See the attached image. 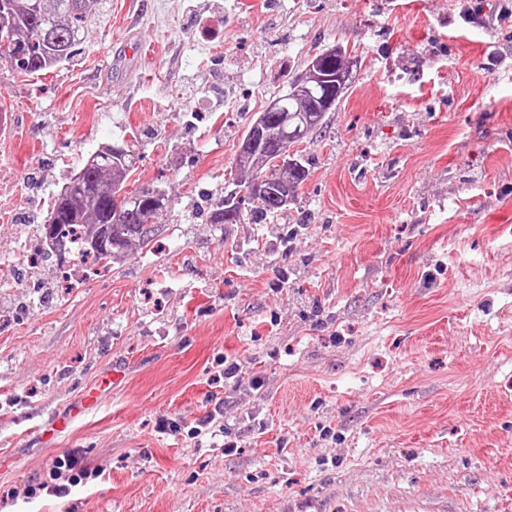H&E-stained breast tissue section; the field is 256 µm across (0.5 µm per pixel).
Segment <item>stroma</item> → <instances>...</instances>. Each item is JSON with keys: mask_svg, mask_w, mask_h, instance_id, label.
Returning <instances> with one entry per match:
<instances>
[{"mask_svg": "<svg viewBox=\"0 0 512 512\" xmlns=\"http://www.w3.org/2000/svg\"><path fill=\"white\" fill-rule=\"evenodd\" d=\"M472 4L101 0L68 62L10 69L0 512H512V0ZM336 43L359 65L297 202L210 223L247 125ZM104 144L168 195L156 238L32 272L18 224ZM70 454L94 477L27 497Z\"/></svg>", "mask_w": 512, "mask_h": 512, "instance_id": "35a3bbf8", "label": "stroma"}]
</instances>
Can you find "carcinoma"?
<instances>
[{
  "label": "carcinoma",
  "instance_id": "cac0c4a2",
  "mask_svg": "<svg viewBox=\"0 0 512 512\" xmlns=\"http://www.w3.org/2000/svg\"><path fill=\"white\" fill-rule=\"evenodd\" d=\"M97 3L98 0H0V61L32 75L69 61ZM324 117L323 112L305 113V121L292 134L293 142L302 143L319 133L324 128ZM277 159L276 148L266 145L249 160L236 163L237 186L245 187L261 178L268 189L263 195L241 198L235 206V216L228 221L224 220L226 198L215 201L210 223L238 224L245 219L263 222L284 212L281 187L286 184L297 191L307 178L308 168L302 156L296 169L278 165ZM136 163L135 154L128 148L118 155L112 154L109 146L93 153L59 191L50 208L44 225L50 254H62L61 230L71 226L81 230L83 255L102 263L112 262L133 245L145 247L156 237L167 208L155 210L147 199L134 193L121 207L123 223H112L119 194ZM102 234L107 236V247H90L89 241Z\"/></svg>",
  "mask_w": 512,
  "mask_h": 512
}]
</instances>
